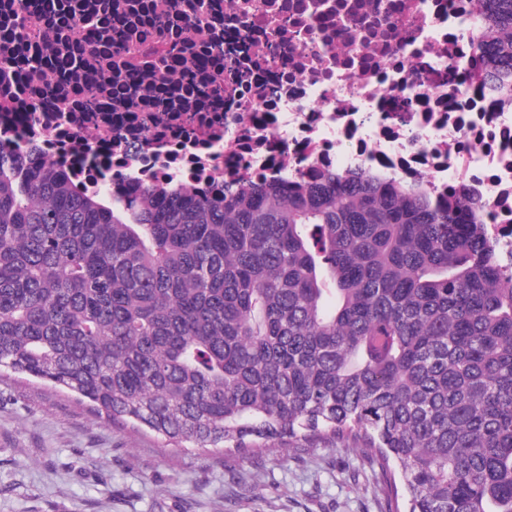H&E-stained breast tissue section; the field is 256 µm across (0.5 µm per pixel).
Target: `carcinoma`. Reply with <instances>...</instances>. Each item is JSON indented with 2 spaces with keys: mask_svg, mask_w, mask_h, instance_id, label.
Masks as SVG:
<instances>
[{
  "mask_svg": "<svg viewBox=\"0 0 512 512\" xmlns=\"http://www.w3.org/2000/svg\"><path fill=\"white\" fill-rule=\"evenodd\" d=\"M483 79L512 89V0ZM482 205L362 173L108 206L0 153V370L176 448L369 455L388 512H512V273Z\"/></svg>",
  "mask_w": 512,
  "mask_h": 512,
  "instance_id": "carcinoma-1",
  "label": "carcinoma"
}]
</instances>
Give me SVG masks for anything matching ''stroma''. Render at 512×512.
Instances as JSON below:
<instances>
[{"mask_svg":"<svg viewBox=\"0 0 512 512\" xmlns=\"http://www.w3.org/2000/svg\"><path fill=\"white\" fill-rule=\"evenodd\" d=\"M0 512H385V495L378 467L351 449L173 448L5 373Z\"/></svg>","mask_w":512,"mask_h":512,"instance_id":"35a3bbf8","label":"stroma"}]
</instances>
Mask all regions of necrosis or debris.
Segmentation results:
<instances>
[{
	"label": "necrosis or debris",
	"instance_id": "necrosis-or-debris-1",
	"mask_svg": "<svg viewBox=\"0 0 512 512\" xmlns=\"http://www.w3.org/2000/svg\"><path fill=\"white\" fill-rule=\"evenodd\" d=\"M481 0H0V150L124 188L361 171L485 203L512 264V98Z\"/></svg>",
	"mask_w": 512,
	"mask_h": 512
}]
</instances>
